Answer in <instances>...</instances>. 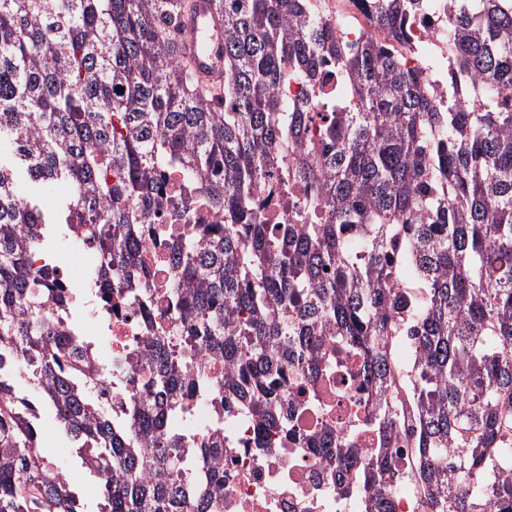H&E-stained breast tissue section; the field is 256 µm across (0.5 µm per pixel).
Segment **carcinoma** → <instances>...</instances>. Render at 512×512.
<instances>
[{
	"label": "carcinoma",
	"mask_w": 512,
	"mask_h": 512,
	"mask_svg": "<svg viewBox=\"0 0 512 512\" xmlns=\"http://www.w3.org/2000/svg\"><path fill=\"white\" fill-rule=\"evenodd\" d=\"M448 104L436 101L396 49L422 0H366L392 42L349 44L308 0H219L224 90L191 79L172 30L187 0H0V512H87L53 478L36 425L39 391L82 465L96 478L98 512H207L224 481V449L204 448L208 477L185 486L189 457L163 439L165 412L194 397L188 350L204 342L231 365L229 379L264 431L280 424L272 383L291 365L316 372L322 337L352 354L374 398L363 426L377 434L368 460L352 438L336 466L372 512H393L385 450L409 413L417 422L413 477L424 512H512V7L453 0ZM484 86L457 105L462 73ZM293 79L302 96L281 97ZM310 183L296 223L273 236L253 197L270 168ZM175 168L204 185L224 235L177 251L169 293L186 309L179 341L152 337L146 385L130 428L69 363L80 345L55 330L58 301L36 287L31 257L57 226L93 249L89 288L135 277L158 174ZM26 180L31 192H18ZM70 186L56 206L43 190ZM416 337L418 386L404 397L390 339Z\"/></svg>",
	"instance_id": "obj_1"
}]
</instances>
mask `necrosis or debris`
I'll return each instance as SVG.
<instances>
[{
    "label": "necrosis or debris",
    "instance_id": "1",
    "mask_svg": "<svg viewBox=\"0 0 512 512\" xmlns=\"http://www.w3.org/2000/svg\"><path fill=\"white\" fill-rule=\"evenodd\" d=\"M342 35L361 33L382 38L374 30L360 0H311ZM434 10L411 28L413 51L409 66H420L437 100L448 98V0H432ZM158 202L151 224L145 227L141 262L150 280L146 292L126 298L113 291L110 311L96 308L78 314L77 297L86 293L84 279L64 271L55 260L38 255L33 267L47 287L57 289L67 303L54 311L55 326L78 337L86 357H96L107 347L108 359L91 376L100 400L112 408V416L125 419L139 410L150 391L144 379L151 369L147 355L149 336L177 326L182 308L170 298L168 289L181 274L175 256L180 238L195 236L205 245L224 230L221 213L203 204V188L187 183L172 171L160 177ZM256 203L263 223H288L298 199L280 187L277 170H270ZM196 372L206 379V399L184 401L181 409L167 415L164 433L180 437L188 448L224 445V485L215 494L211 512H370L365 498L345 495L346 481L335 460L319 454L315 439L335 442L337 436H352L361 454L376 446L374 434L356 425L371 407V394L360 385L351 358L326 339L317 360L316 376L304 390L293 384V369L278 373L276 385L287 397L281 426L258 432L253 415L225 386L227 367L223 358L205 347L192 351ZM415 435L400 432L387 454L395 474L394 512H422V499L408 473L418 453Z\"/></svg>",
    "mask_w": 512,
    "mask_h": 512
}]
</instances>
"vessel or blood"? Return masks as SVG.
I'll use <instances>...</instances> for the list:
<instances>
[{
    "label": "vessel or blood",
    "instance_id": "b4317fda",
    "mask_svg": "<svg viewBox=\"0 0 512 512\" xmlns=\"http://www.w3.org/2000/svg\"><path fill=\"white\" fill-rule=\"evenodd\" d=\"M182 34L177 46L191 63L197 83L220 85L224 82V15L218 0H193L180 18Z\"/></svg>",
    "mask_w": 512,
    "mask_h": 512
}]
</instances>
